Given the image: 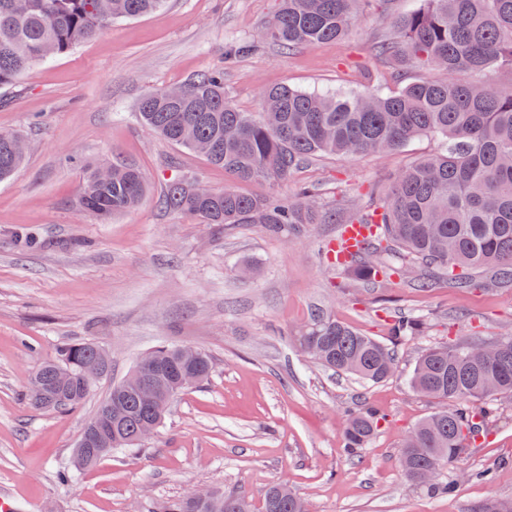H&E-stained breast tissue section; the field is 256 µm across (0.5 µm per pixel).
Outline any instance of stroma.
Masks as SVG:
<instances>
[{
  "mask_svg": "<svg viewBox=\"0 0 512 512\" xmlns=\"http://www.w3.org/2000/svg\"><path fill=\"white\" fill-rule=\"evenodd\" d=\"M276 5L168 0L161 15L115 20L0 89V131L28 143L24 165L0 183V489L12 491L19 512H133L212 485L257 505L278 481L308 498L313 512H471L488 497H512L509 403L487 437L447 468L452 494L410 486L398 461L404 435L437 409L408 385L416 357L456 338L512 333V288L486 295L440 282L423 291L398 274L361 283L328 251L337 225L314 224L302 236L258 224L227 230L159 204L177 174L215 190L231 178L142 126L137 105L148 91L219 64L225 92L244 112L261 111L262 90L277 85L397 90L377 46L392 18L422 0H365L341 40L291 52L264 37ZM244 42L252 53L225 60L229 46ZM444 146L426 134L387 155L326 156L286 182L238 189L287 199L306 186L323 206L349 197L373 205L400 168ZM102 160L132 165L146 181L139 205L105 222L77 205L86 167ZM318 308L380 340L395 316L421 315L431 327L399 345L390 379L366 384L312 363L291 342ZM83 341L111 354L109 375L75 410H33L24 397L31 376L62 345ZM163 342L205 350L209 381L177 397L142 448L114 451L60 482L99 401ZM364 401L387 420L351 459L343 419ZM483 468L491 480L469 478Z\"/></svg>",
  "mask_w": 512,
  "mask_h": 512,
  "instance_id": "1",
  "label": "stroma"
}]
</instances>
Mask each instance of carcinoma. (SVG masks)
Here are the masks:
<instances>
[{
    "label": "carcinoma",
    "instance_id": "obj_1",
    "mask_svg": "<svg viewBox=\"0 0 512 512\" xmlns=\"http://www.w3.org/2000/svg\"><path fill=\"white\" fill-rule=\"evenodd\" d=\"M358 0H279L265 38L283 50L342 38L357 19ZM423 7L393 22V34L378 46L401 79L387 94H320L272 87L262 91L264 111L242 112L224 94V69L214 68L172 89L142 96L143 124L169 142L199 153L236 182H284L310 160L323 155L386 154L423 134L441 136L443 152L401 169L385 201L373 209L348 204L349 215L315 204L304 187L283 201L270 194L247 195L231 186L197 193L198 179L178 177L160 199L170 211L205 224H262L271 232L286 227L302 233L310 224H366L368 243L336 264L371 281L386 269L381 255L401 272L418 273L417 285L438 282L450 288L486 293L512 288V91L501 94L456 75L507 67L512 70V0H423ZM166 0H0V88L14 84L32 65L72 50L115 19L160 12ZM411 60L424 71L407 78ZM26 158L22 136L0 132V181ZM145 191L140 170L113 163L87 169L79 207L103 220L134 208ZM423 316L397 317L388 324L395 345L424 335ZM305 352L318 349V365L377 384L396 368L394 351L335 317L318 312L293 336ZM474 338H458L423 351L409 377L412 389L443 407L420 420L401 444L399 464L408 481L428 492L450 494L456 483L445 477L488 432L500 394L512 395V340L493 358L475 348ZM150 377L163 393L143 398L133 370L112 386L86 421L90 429L110 428L84 452L78 468L96 465L119 449L141 445L144 422L162 423L184 389L179 376L193 372L197 383L212 372L210 356L189 354L183 345L161 344L151 355ZM106 376L109 354L92 342L63 346L29 380L26 396L35 410L68 411L81 406L90 386L85 367ZM386 414L365 403L346 414L342 441L349 456L374 438ZM146 512H254L246 496L211 487L156 502ZM260 512H310L307 500L284 483L268 486ZM473 512H512V499L491 497Z\"/></svg>",
    "mask_w": 512,
    "mask_h": 512
}]
</instances>
